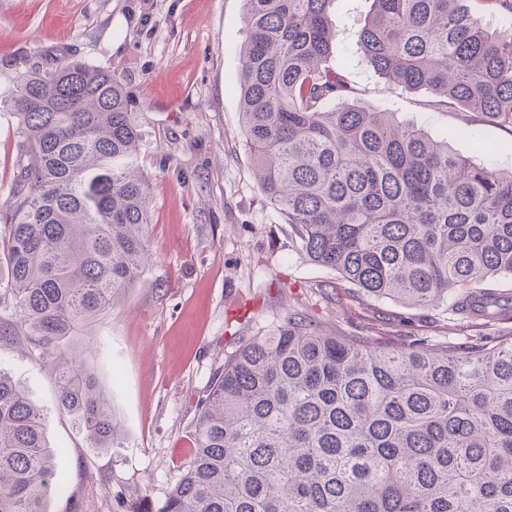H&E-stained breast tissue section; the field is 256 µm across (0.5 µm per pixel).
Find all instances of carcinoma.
Here are the masks:
<instances>
[{"instance_id":"carcinoma-1","label":"carcinoma","mask_w":512,"mask_h":512,"mask_svg":"<svg viewBox=\"0 0 512 512\" xmlns=\"http://www.w3.org/2000/svg\"><path fill=\"white\" fill-rule=\"evenodd\" d=\"M235 88L254 172L316 264L363 293L453 298L464 346L388 349L298 312L218 370L187 464L141 512H512V171L464 159L360 104L333 59L334 0H243ZM360 62L428 106L512 126V26L466 0H372ZM16 179L0 206V343L40 350L57 408L91 448L123 427L88 327L149 264L141 133L119 79L80 59L19 74L7 99ZM44 411L0 369V512H46L68 484ZM467 4L481 24L491 29L503 25L504 11L497 3L489 2V5H487V3L484 5L476 1H469ZM484 287L493 290L492 292H495L498 294V296H501V305H505L503 307L507 309L504 311L505 319L500 321L502 323L499 326L502 330H504V332H508L510 329H512V278H496L485 283Z\"/></svg>"}]
</instances>
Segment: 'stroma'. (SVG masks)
Returning <instances> with one entry per match:
<instances>
[{
    "label": "stroma",
    "instance_id": "obj_1",
    "mask_svg": "<svg viewBox=\"0 0 512 512\" xmlns=\"http://www.w3.org/2000/svg\"><path fill=\"white\" fill-rule=\"evenodd\" d=\"M372 0H336V55L363 101L397 113L462 157L512 170V129L426 104L359 61ZM243 0H0V93L29 67L78 58L122 82L142 135L152 264L93 326L95 366L124 428L122 447L94 453L26 340L0 346V369L46 414L69 476L47 512H131L161 499L188 461L199 403L225 360L298 312L378 345L438 348L475 330L445 306L357 293L314 264L256 182L234 84ZM497 145L476 154L474 140Z\"/></svg>",
    "mask_w": 512,
    "mask_h": 512
}]
</instances>
